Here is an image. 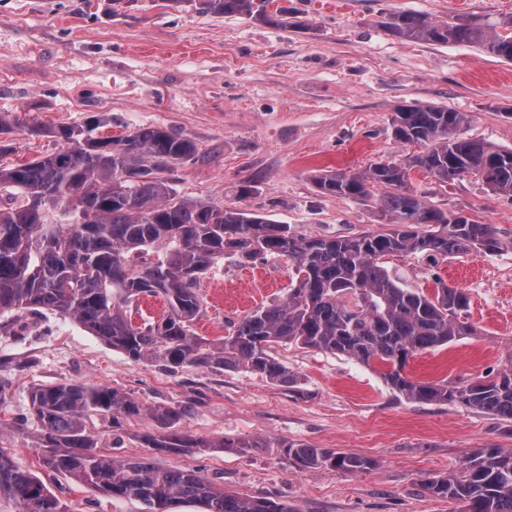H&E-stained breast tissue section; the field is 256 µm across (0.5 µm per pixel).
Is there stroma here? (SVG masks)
Listing matches in <instances>:
<instances>
[{"label": "stroma", "instance_id": "35a3bbf8", "mask_svg": "<svg viewBox=\"0 0 512 512\" xmlns=\"http://www.w3.org/2000/svg\"><path fill=\"white\" fill-rule=\"evenodd\" d=\"M304 28L208 11L204 0H0V115L14 118L7 164L55 149L57 138L28 127L95 124L100 136L159 127L192 139L208 161L172 174L181 196L223 201L258 212L298 235L386 231L381 189L363 199L319 191L323 170L364 172L415 152L397 139L391 118L413 104L465 113L466 136L512 148V61L474 45L400 40L382 25L394 12L455 22L512 15V0H275ZM428 205L496 226L512 239V198L476 177L444 184L412 170ZM251 193L238 198L239 184ZM405 287L434 294L437 281L464 289L475 333L409 358L419 380L461 381L512 367V248L492 256L426 253L385 259ZM285 260L241 263L225 256L200 282L197 335L219 340L259 307L283 300ZM274 355L293 380L277 386L260 375L194 367L170 373L132 361L77 322L45 311L0 330V423L28 413L33 387L84 382L119 387L146 405L197 399L180 429L205 451L159 454L140 438L156 432L150 414L125 419L113 433L95 419L93 434L121 459L148 458L193 469L242 496L287 501L292 512H448L424 487L460 469L474 449L512 448V422L461 404L407 400L357 361L294 345ZM232 440L229 448L222 439ZM253 440L250 448L238 447ZM302 442L352 452L376 466L362 474L300 470L277 444ZM14 459L70 505L72 512H145L133 498L43 471V449L13 431Z\"/></svg>", "mask_w": 512, "mask_h": 512}]
</instances>
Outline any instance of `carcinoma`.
<instances>
[{
    "label": "carcinoma",
    "mask_w": 512,
    "mask_h": 512,
    "mask_svg": "<svg viewBox=\"0 0 512 512\" xmlns=\"http://www.w3.org/2000/svg\"><path fill=\"white\" fill-rule=\"evenodd\" d=\"M270 0H206L220 14L257 16L270 23ZM384 26L401 40L482 47L512 60V15L494 21L436 22L415 12L388 15ZM461 112L435 105L402 106L392 118L394 135L424 146L403 163H375L362 174L323 171L313 182L323 192L365 197L375 186L384 215L397 228L351 236L296 235L286 224L227 206L177 194L168 173L206 161L195 142L161 128L116 137L75 127L30 134L63 140L53 151L23 163L0 165V327L14 311L50 310L68 316L137 363L260 374L275 385L293 375L271 354L274 344L345 355L379 368L392 390L425 404H462L512 422V368L472 380H413L405 374L413 354L445 346L472 332L465 322L469 296L437 281L434 295L406 288L384 266L387 256L430 253L491 256L512 246L491 224L427 206L408 172L422 169L448 183L479 177L491 191L512 197V150L459 133ZM240 262L259 256L286 259L287 298L260 308L215 342L193 330L201 299L198 283L226 254ZM158 298L165 313L156 322L132 323L127 309ZM29 415L13 427L36 424V442L48 449L45 470L89 484L109 497L134 498L147 512H167L178 500L205 512H292L285 501L226 494L196 470L160 469L148 460H124L97 450L88 422L95 416L139 415L142 403L117 388L85 383L38 386L29 392ZM186 399L157 405L159 431L146 447L169 454L203 448H282L299 469L365 473L367 457L305 443L228 441L205 443L175 431L196 407ZM451 512H512V448L476 449L458 471L425 482ZM0 512H71L43 480L20 467L0 440Z\"/></svg>",
    "instance_id": "cac0c4a2"
}]
</instances>
